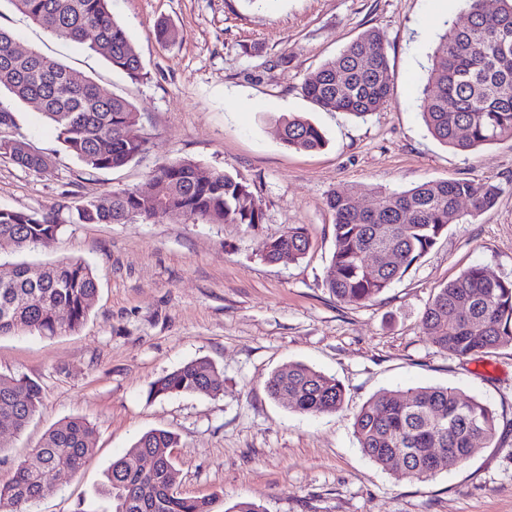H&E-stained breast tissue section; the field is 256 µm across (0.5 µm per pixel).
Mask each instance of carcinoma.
Wrapping results in <instances>:
<instances>
[{
  "label": "carcinoma",
  "mask_w": 512,
  "mask_h": 512,
  "mask_svg": "<svg viewBox=\"0 0 512 512\" xmlns=\"http://www.w3.org/2000/svg\"><path fill=\"white\" fill-rule=\"evenodd\" d=\"M13 9L57 39L85 41L131 80L144 79L140 57L125 29L112 17L110 0H9ZM467 22L446 27L435 50L423 112L430 134L466 153L512 140V0H464ZM12 36L0 28V89L35 106L58 141L89 173L127 165L148 151L149 137L132 103L82 77L39 50L11 52ZM391 83L387 39L371 30L327 60L302 84L313 104L328 112L366 117L386 103ZM11 111L0 106V158L21 169L47 173L51 156L15 133ZM289 148L315 151L325 145L321 129L299 116L279 122ZM152 196L137 190L73 201L63 196L49 210L0 208V240L18 249L50 243L63 224H131L181 215L202 224L263 223L264 210L246 179L226 171L203 173L189 158L157 166ZM498 186L457 178L430 180L411 189H373L375 207L361 209L356 193L338 190L327 199L335 215V249L326 285L351 306L374 301L437 242L450 224L492 208ZM310 248L306 228L290 224L261 243V256L277 263L282 254L302 258ZM391 253L390 264L379 257ZM98 276L85 261L69 259L37 267L0 263V335L73 334L89 317ZM422 329L440 350L457 358L512 346V280L492 279L473 266L435 294L425 308ZM268 395L305 414L332 413L345 392L335 377L290 362L265 382ZM224 392L222 374L207 359H196L153 382L150 395L179 393L213 397ZM41 401L31 378L0 374V435L22 432ZM354 435L365 456L384 470L424 478L458 467L489 445L495 412L452 387L383 391L354 416ZM95 430L79 417L59 421L39 446L18 462L0 485V512H29L43 487L66 483L94 450ZM173 433H144L112 461L102 493L114 512H212L210 497H187L176 487Z\"/></svg>",
  "instance_id": "cac0c4a2"
}]
</instances>
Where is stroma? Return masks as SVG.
<instances>
[{
  "mask_svg": "<svg viewBox=\"0 0 512 512\" xmlns=\"http://www.w3.org/2000/svg\"><path fill=\"white\" fill-rule=\"evenodd\" d=\"M144 66L131 81L87 44L62 41L0 0V28L15 48H37L134 104L147 153L87 173L31 105L0 93L18 133L51 154L50 175L0 158V208L46 209L73 199L147 190L159 164L189 158L204 171L244 177L263 224H201L180 216L149 223L65 224L48 245L19 251L0 242V262L89 263L99 277L93 310L76 333L0 336V373L27 376L42 403L27 427L5 437L8 481L45 432L67 417L96 431L94 453L69 483L47 485L33 512H113L101 492L113 459L143 433L177 437V485L215 497L214 512L242 499L266 512H512V346L461 360L422 330L426 304L471 266L512 279V141L468 153L440 144L424 124L423 88L446 24L464 23L462 0H111ZM166 19L180 31L159 41ZM387 37V104L357 118L325 112L303 81L365 32ZM300 115L327 139L318 151L282 144L279 122ZM470 178L500 188L496 206L449 225L412 268L375 301L339 303L326 287L334 252L331 193L352 189L371 204L374 187L406 190L428 180ZM304 225L300 260L270 264L261 243ZM211 360L224 377L214 397L154 398L152 383L183 364ZM301 362L345 388L342 409L307 415L272 400L270 374ZM449 386L494 409L496 435L463 465L424 480L367 458L353 433L372 396Z\"/></svg>",
  "mask_w": 512,
  "mask_h": 512,
  "instance_id": "1",
  "label": "stroma"
}]
</instances>
